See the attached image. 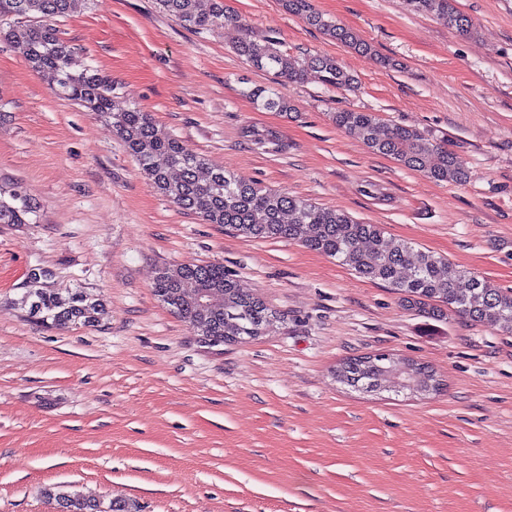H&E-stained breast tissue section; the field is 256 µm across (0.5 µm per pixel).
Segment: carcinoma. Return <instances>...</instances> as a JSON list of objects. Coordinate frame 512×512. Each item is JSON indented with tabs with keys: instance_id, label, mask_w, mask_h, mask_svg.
I'll return each instance as SVG.
<instances>
[{
	"instance_id": "carcinoma-1",
	"label": "carcinoma",
	"mask_w": 512,
	"mask_h": 512,
	"mask_svg": "<svg viewBox=\"0 0 512 512\" xmlns=\"http://www.w3.org/2000/svg\"><path fill=\"white\" fill-rule=\"evenodd\" d=\"M83 0H0V23L14 17L32 24L12 26L4 36L23 46L29 65L50 74L58 94L105 117L135 159L140 172L175 206L252 239L295 241L305 248L349 265L358 277L382 282L403 302L430 316L451 311L472 322L512 332V290L490 282L430 252L385 236L377 224H364L346 212L324 207L286 191L265 189L236 178L222 168L210 167L201 157L187 154L179 141L160 129L150 114L138 107L118 108L112 78L78 62L74 51L52 24L75 12ZM283 8L332 40L361 54L375 50L353 30L317 12L311 0H281ZM406 8L430 15L461 35L471 32L472 21L454 0H403ZM159 8L191 30H215L232 19L225 0H211L209 10L199 0H157ZM234 53L253 69L273 75V82L241 90L257 108L288 113V98L280 88L315 79L334 89L351 87L355 79L334 57L315 55L298 59L270 36L244 29ZM337 128L360 134L366 147L388 156L405 168L436 182L462 183L469 169L442 138L403 126H387L374 112L343 110L331 115ZM38 207L17 183L0 182V224H37ZM22 303L30 318L56 327L93 326L104 312L77 290L61 299L32 279ZM154 295L198 336L231 342L263 335L273 321L272 311L256 295L240 288L235 275L221 264L164 265L153 283ZM336 379L369 392L390 383L415 392H433L438 383L425 366L385 354L352 358L336 369ZM53 499L59 512H130L123 501L85 500L58 491Z\"/></svg>"
}]
</instances>
